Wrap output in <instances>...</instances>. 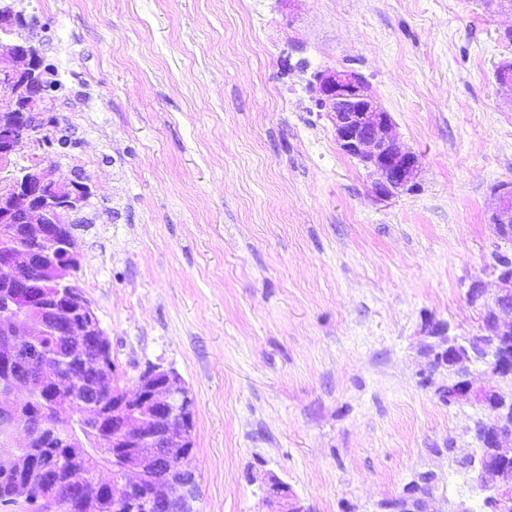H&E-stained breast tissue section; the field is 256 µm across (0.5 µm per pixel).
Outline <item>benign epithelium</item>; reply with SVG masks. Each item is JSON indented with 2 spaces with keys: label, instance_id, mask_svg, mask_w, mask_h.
Instances as JSON below:
<instances>
[{
  "label": "benign epithelium",
  "instance_id": "1",
  "mask_svg": "<svg viewBox=\"0 0 512 512\" xmlns=\"http://www.w3.org/2000/svg\"><path fill=\"white\" fill-rule=\"evenodd\" d=\"M41 49L27 37L0 47V86L10 88L11 96L0 99V160L6 162L18 153L23 143L35 147H66L61 140L40 141L29 135L37 129L45 113L49 70ZM318 103L334 129L340 151L355 158L368 171L375 196L380 200L397 197L413 187L421 169V157L402 149L391 130L393 120L369 93L365 80L347 70H326L317 76ZM92 192L89 184L59 181L54 171L40 165L26 169L22 176L0 186V225L22 224L52 244L62 237L69 224L81 222V213ZM500 204L492 216L499 237L512 242V185L499 189ZM35 262L24 250H4L0 257V289L25 288L22 274ZM79 264L75 251L60 256L43 255L40 260L43 294L32 308L61 314L62 333L71 337L73 351L79 355V366L68 373L59 372L47 360H40L42 383L60 402L57 410L35 421L38 430L55 433L62 430L68 418L63 409L83 402L93 394L98 399L97 411L82 416L84 428L101 439L104 452L119 462L120 492L112 494V512H197L199 483L190 465L194 447L195 400L183 379L173 370L151 366L138 377L137 390L130 397L112 384L105 353L109 338L72 271ZM498 288L487 296L480 280L471 283L467 297L480 305L490 344L481 360L469 356L466 341L448 335L443 324L428 326L427 337L435 340L427 352L428 374H452L462 362H481L495 384L477 388L471 375L459 384L455 400L473 398L483 414L474 421L473 431L484 435L485 452L472 456L471 467L480 473L479 488L489 504L512 503V448L503 441L512 436V267L495 265ZM43 318L16 317L0 313V338L8 341L13 352L25 359L33 356L29 337L39 336ZM99 345L89 351L86 345ZM20 386H28L21 375L0 382V416L13 415V405L3 401ZM112 413V432L101 430L104 415ZM151 448L149 456L143 449ZM69 491L82 496L83 512H101L100 490L112 489L86 463L75 460L63 474ZM263 494L272 502L287 501V512H308L289 494L288 486L272 476L264 483ZM442 501L448 512H472L463 500L449 501L445 493L430 496L417 512H434L433 505Z\"/></svg>",
  "mask_w": 512,
  "mask_h": 512
}]
</instances>
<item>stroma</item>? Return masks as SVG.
Wrapping results in <instances>:
<instances>
[{
  "label": "stroma",
  "instance_id": "obj_1",
  "mask_svg": "<svg viewBox=\"0 0 512 512\" xmlns=\"http://www.w3.org/2000/svg\"><path fill=\"white\" fill-rule=\"evenodd\" d=\"M31 0L25 35L73 66L63 149L24 148L94 194L75 274L119 387L150 364L195 400L198 512H375L414 473L488 512L435 456L474 447L472 402L420 374L426 322L483 334L467 299L512 252L492 215L512 183V13L486 0ZM360 74L421 157L411 190L373 195L336 145L314 76ZM84 156L86 164L76 163ZM262 490L268 501L280 504L281 500H288L286 501L287 512H308L300 501L289 494L288 486L273 475L269 478L268 482L264 483Z\"/></svg>",
  "mask_w": 512,
  "mask_h": 512
}]
</instances>
